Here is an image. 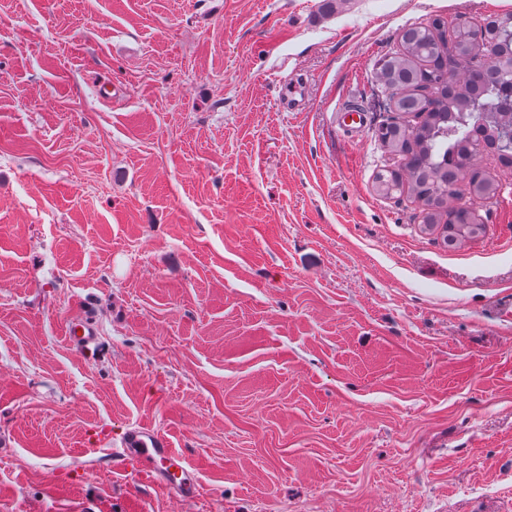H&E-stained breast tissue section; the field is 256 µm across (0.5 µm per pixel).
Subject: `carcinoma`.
<instances>
[{"label":"carcinoma","instance_id":"1","mask_svg":"<svg viewBox=\"0 0 512 512\" xmlns=\"http://www.w3.org/2000/svg\"><path fill=\"white\" fill-rule=\"evenodd\" d=\"M501 35L494 55L512 59V13L501 17ZM400 49L381 65L377 79L396 102V111L424 114L412 128L396 125V133L381 140L394 154L409 157L408 179L382 170L372 182V193L391 198L405 192L420 203L424 230L438 233L450 250L473 240L470 226L479 220L472 212L456 208L459 187L492 199L499 193L497 179L479 173L477 146L494 153L503 168L512 169V142L501 139L498 127H512V71L492 61L474 60L467 31L449 38L430 25L406 28ZM484 67L478 81L469 71Z\"/></svg>","mask_w":512,"mask_h":512}]
</instances>
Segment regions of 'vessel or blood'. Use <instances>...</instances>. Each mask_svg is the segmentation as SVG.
<instances>
[{
  "mask_svg": "<svg viewBox=\"0 0 512 512\" xmlns=\"http://www.w3.org/2000/svg\"><path fill=\"white\" fill-rule=\"evenodd\" d=\"M117 456L136 461L157 480L174 489L187 500L196 499L200 487L187 477L188 462L177 449L168 447L158 438H143L139 432H130L123 448L117 449Z\"/></svg>",
  "mask_w": 512,
  "mask_h": 512,
  "instance_id": "obj_1",
  "label": "vessel or blood"
}]
</instances>
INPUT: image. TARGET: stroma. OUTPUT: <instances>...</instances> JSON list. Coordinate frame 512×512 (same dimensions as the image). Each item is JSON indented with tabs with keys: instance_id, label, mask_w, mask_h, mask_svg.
I'll return each mask as SVG.
<instances>
[{
	"instance_id": "stroma-1",
	"label": "stroma",
	"mask_w": 512,
	"mask_h": 512,
	"mask_svg": "<svg viewBox=\"0 0 512 512\" xmlns=\"http://www.w3.org/2000/svg\"><path fill=\"white\" fill-rule=\"evenodd\" d=\"M324 2L0 0V512H512V173L371 192L402 30L512 0ZM149 442L139 432L132 431L125 441L126 448L113 449L112 453L122 460H135L147 472L153 473L157 480L174 489L185 500L199 496L200 487L187 476L189 462L176 448H168L156 437H149Z\"/></svg>"
}]
</instances>
